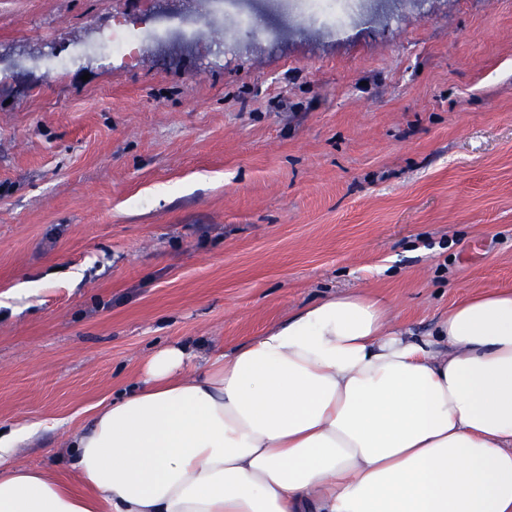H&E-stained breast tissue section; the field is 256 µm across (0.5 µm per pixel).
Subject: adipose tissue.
Wrapping results in <instances>:
<instances>
[{
	"label": "adipose tissue",
	"instance_id": "adipose-tissue-1",
	"mask_svg": "<svg viewBox=\"0 0 512 512\" xmlns=\"http://www.w3.org/2000/svg\"><path fill=\"white\" fill-rule=\"evenodd\" d=\"M158 348L68 448L12 463L0 512H512V290L415 336L365 292L304 305L193 364Z\"/></svg>",
	"mask_w": 512,
	"mask_h": 512
}]
</instances>
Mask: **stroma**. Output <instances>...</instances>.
Wrapping results in <instances>:
<instances>
[{"label":"stroma","instance_id":"stroma-1","mask_svg":"<svg viewBox=\"0 0 512 512\" xmlns=\"http://www.w3.org/2000/svg\"><path fill=\"white\" fill-rule=\"evenodd\" d=\"M224 0L222 37L91 52L144 10L0 0V429L69 476L94 407L168 343L204 355L365 290L424 335L512 289V0ZM250 14L274 36L236 25ZM312 5L314 22L336 30L347 26L348 10L352 9L350 1L346 0H309Z\"/></svg>","mask_w":512,"mask_h":512}]
</instances>
